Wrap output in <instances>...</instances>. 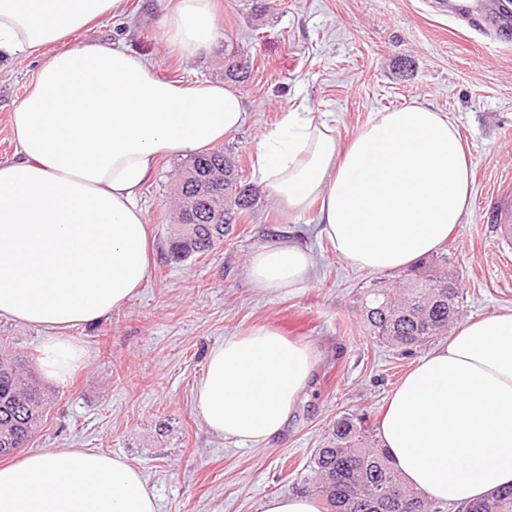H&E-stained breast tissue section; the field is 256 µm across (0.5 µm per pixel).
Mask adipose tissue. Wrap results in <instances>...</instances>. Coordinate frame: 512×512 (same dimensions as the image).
<instances>
[{
  "label": "adipose tissue",
  "mask_w": 512,
  "mask_h": 512,
  "mask_svg": "<svg viewBox=\"0 0 512 512\" xmlns=\"http://www.w3.org/2000/svg\"><path fill=\"white\" fill-rule=\"evenodd\" d=\"M127 0H0V54L44 55L11 114L0 162V318L45 332L44 374L66 383L86 352L70 329L125 306L150 270L135 198L159 158L221 145L245 121L224 83L185 86L126 48L73 35L122 15ZM164 40L191 59L218 37L213 0H173ZM254 177L291 213L316 209L339 259L405 268L447 240L472 208L455 123L414 103L378 113L347 143L299 105L264 132ZM257 288L307 287L310 252L275 241L248 258ZM314 364L309 347L259 327L211 349L195 400L213 433L254 447L282 431ZM380 443L403 482L441 503L512 485V310L462 324L391 395ZM0 512H157L121 457L43 448L0 466Z\"/></svg>",
  "instance_id": "ef3b65f1"
}]
</instances>
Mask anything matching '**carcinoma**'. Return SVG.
I'll use <instances>...</instances> for the list:
<instances>
[{"label":"carcinoma","mask_w":512,"mask_h":512,"mask_svg":"<svg viewBox=\"0 0 512 512\" xmlns=\"http://www.w3.org/2000/svg\"><path fill=\"white\" fill-rule=\"evenodd\" d=\"M238 54L230 52L226 65L229 78L240 80L247 77L249 66L236 61ZM216 171L224 172V223H211L201 204L192 223L173 225L171 249L183 258L213 249L255 205L257 188L242 183L238 160L222 151L189 160L179 177L180 200L194 195L196 183ZM463 292L462 276L448 269L447 257L418 263L371 284L360 305L361 323L375 341L407 352L447 335L448 327L461 318ZM46 405L39 383L23 377L22 360L1 348L0 456L27 445ZM309 468L313 491L325 501L327 512H402L389 496L393 488L413 512H431L427 496L401 481L365 415L336 419L328 446L316 449ZM458 512H512V487L498 488Z\"/></svg>","instance_id":"obj_1"}]
</instances>
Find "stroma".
<instances>
[{"instance_id":"obj_1","label":"stroma","mask_w":512,"mask_h":512,"mask_svg":"<svg viewBox=\"0 0 512 512\" xmlns=\"http://www.w3.org/2000/svg\"><path fill=\"white\" fill-rule=\"evenodd\" d=\"M218 3L221 33L189 61L163 40L167 0H128L126 15L89 36L123 45L154 61L162 78L187 85L226 82L228 50L247 56L248 78L236 88L248 118L222 149L248 183L262 132L297 104L324 112L343 142L376 113L413 102L447 113L469 146L473 211L439 252L463 276L464 320L512 308V239L500 230L512 224V46L495 43L482 21L448 19L433 0H281L266 13L257 0ZM42 62L0 61V161L14 155L10 114ZM184 163L161 159L139 192L153 238L150 273L127 305L71 329L87 355L69 382L45 378L42 330L0 319V345L22 357L48 397L31 448L120 456L154 489L158 512H261L268 497L309 493L307 465L336 419L364 413L379 424L387 398L426 350L404 355L367 335L359 297L377 274L337 258L315 211L288 213L262 193L252 216L214 250L174 258L168 239ZM277 239L312 253L307 288L284 295L247 279L250 254ZM256 327L316 355L286 427L257 448L209 431L194 403L209 351Z\"/></svg>"}]
</instances>
